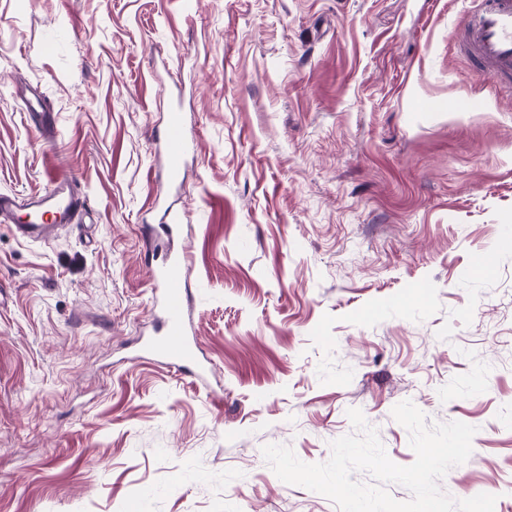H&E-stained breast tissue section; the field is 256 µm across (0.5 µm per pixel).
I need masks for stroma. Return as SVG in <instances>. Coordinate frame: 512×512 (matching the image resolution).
Returning a JSON list of instances; mask_svg holds the SVG:
<instances>
[{
  "label": "stroma",
  "mask_w": 512,
  "mask_h": 512,
  "mask_svg": "<svg viewBox=\"0 0 512 512\" xmlns=\"http://www.w3.org/2000/svg\"><path fill=\"white\" fill-rule=\"evenodd\" d=\"M473 8L0 0V193L53 168L88 202L47 242L0 220V512H338L263 446L326 462L357 408L408 466L405 400L477 429L442 490L512 512V89L458 49ZM169 209L197 377L145 349ZM187 147L188 141L183 114L178 110H170L162 143L164 167L169 182L178 180Z\"/></svg>",
  "instance_id": "obj_1"
}]
</instances>
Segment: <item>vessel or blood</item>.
Here are the masks:
<instances>
[{"label": "vessel or blood", "mask_w": 512, "mask_h": 512, "mask_svg": "<svg viewBox=\"0 0 512 512\" xmlns=\"http://www.w3.org/2000/svg\"><path fill=\"white\" fill-rule=\"evenodd\" d=\"M465 48L479 65L492 69L498 76L512 80V0H479L478 8L464 27ZM188 147L183 115L168 113L162 143L164 167L169 181H177ZM74 175L56 174L48 193L24 201L10 194H0V216L9 217L18 209L32 216L31 223L17 225L26 239L47 240L60 226L74 223L85 211V200L74 192ZM185 256L170 259L154 273L161 288L164 321L162 337L152 342L151 350L181 367L195 364L196 350L188 340L185 307L189 290L184 282Z\"/></svg>", "instance_id": "obj_1"}]
</instances>
